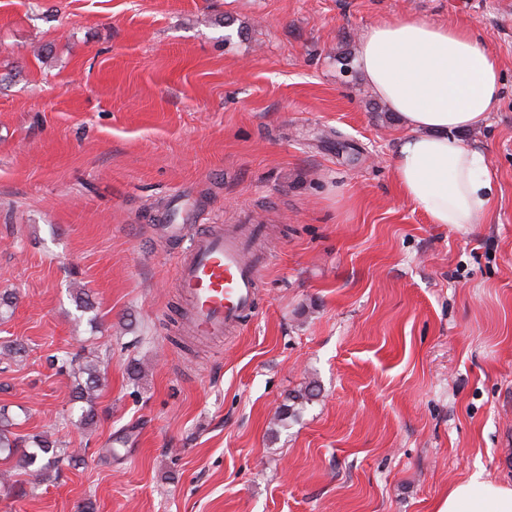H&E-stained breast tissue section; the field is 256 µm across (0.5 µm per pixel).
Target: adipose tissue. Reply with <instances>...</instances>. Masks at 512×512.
I'll list each match as a JSON object with an SVG mask.
<instances>
[{"instance_id": "obj_1", "label": "adipose tissue", "mask_w": 512, "mask_h": 512, "mask_svg": "<svg viewBox=\"0 0 512 512\" xmlns=\"http://www.w3.org/2000/svg\"><path fill=\"white\" fill-rule=\"evenodd\" d=\"M358 61L373 94L407 130L392 162L402 196L432 224L489 223L496 192L487 157L457 134L499 108L496 53L472 26L407 15L369 26ZM436 512H512V486L474 473L449 486Z\"/></svg>"}]
</instances>
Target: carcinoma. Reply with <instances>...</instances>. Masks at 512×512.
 <instances>
[{"mask_svg": "<svg viewBox=\"0 0 512 512\" xmlns=\"http://www.w3.org/2000/svg\"><path fill=\"white\" fill-rule=\"evenodd\" d=\"M61 367L68 369L73 375L76 386V400L86 403L82 408L81 421L89 424L96 416L94 401L96 399L97 383L102 360L95 351L90 350L83 354L68 353L57 359ZM316 387L308 386L292 397V403L284 404L277 412L276 419L285 423L297 417L300 407L317 397ZM13 418L8 411L0 409V460L18 457V467L32 471L38 475H47L60 469L64 462L77 464L82 460L79 451L64 448L59 442L50 439L49 435L41 434L26 440L14 433Z\"/></svg>", "mask_w": 512, "mask_h": 512, "instance_id": "carcinoma-1", "label": "carcinoma"}]
</instances>
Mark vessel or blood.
Here are the masks:
<instances>
[{"instance_id":"vessel-or-blood-1","label":"vessel or blood","mask_w":512,"mask_h":512,"mask_svg":"<svg viewBox=\"0 0 512 512\" xmlns=\"http://www.w3.org/2000/svg\"><path fill=\"white\" fill-rule=\"evenodd\" d=\"M260 234L253 224H213L178 258L179 287L197 338L224 335L252 314L262 263L253 244Z\"/></svg>"}]
</instances>
